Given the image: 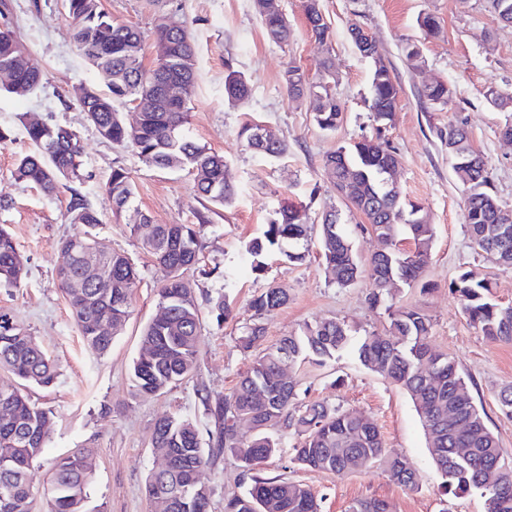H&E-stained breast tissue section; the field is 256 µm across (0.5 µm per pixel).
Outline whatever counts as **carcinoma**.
<instances>
[{
    "label": "carcinoma",
    "mask_w": 512,
    "mask_h": 512,
    "mask_svg": "<svg viewBox=\"0 0 512 512\" xmlns=\"http://www.w3.org/2000/svg\"><path fill=\"white\" fill-rule=\"evenodd\" d=\"M498 19L512 26V0H488ZM72 19L71 37L77 49L94 67L107 70L112 79L103 92L93 86L80 87L78 102L87 120L112 144L135 152L147 165L171 171H186L204 200L219 206L232 202L235 186L226 179L224 155L183 134L188 120V99L155 103L154 90L143 65L141 32L118 23L100 6V0H65ZM267 37L286 43L294 36L291 26L273 3L255 2ZM155 36L170 43L164 68L180 75L182 56L196 53L187 27L167 18L159 20ZM25 56V49L10 28L0 29V68ZM372 64L368 108L375 135L364 137L328 153L324 168L336 191L345 192L346 181L354 178L356 192L351 206L362 214L372 233L384 245L383 252L365 262L357 260L354 242L342 229L335 208L324 211L320 222V247L327 267L337 272L336 284L346 288L367 274L373 307L385 306L390 319L385 336L368 333L352 341L349 327L336 319L306 323L294 335L265 347L252 360L230 394L215 401L203 398L211 424V445L204 446L197 424L180 415H167L155 424L153 447L165 448L171 456L169 468L150 475L148 496L162 495L169 500L165 512H204L210 491L199 495L187 487L185 463L208 461L217 449L231 456L251 474L250 488L227 499L224 512H320L318 496L306 485L285 478L263 477L260 466L282 448V432L298 436L293 461L305 468L330 471L338 475L385 465L399 484L416 488L419 479L404 457L385 448L378 426L339 405L313 403L299 407L297 384L282 378L285 363L305 360L323 366L348 353L359 363L401 386L411 398L430 448L434 464L450 492L477 493L485 499L486 512H512V460L502 455L499 441L485 421L465 377L454 359L430 345L431 319L417 308L395 306L389 302L386 283L411 286L419 281L428 264L434 227L422 208L407 200L397 186L384 184V164L399 157L384 132L391 126L400 87L381 59ZM330 57L319 65L316 83L300 87L306 72L290 65L283 78L288 98L303 94L315 96L314 121L325 131L336 130L343 111L330 91L335 79ZM23 79L29 92L38 90L44 79L35 63H27ZM252 88L241 72L227 65L224 97L230 101L249 97ZM421 95L433 107H443L452 98L451 88L424 89ZM485 96L504 114L500 132L512 136V93L494 86ZM139 110L135 128L123 121L119 105ZM33 150L16 166L17 178L38 186L47 196L63 182L81 177L83 147L75 131L46 123L25 125ZM257 125L248 123L240 130L247 146L266 158L279 159L288 153V144L279 140L265 144L255 138ZM448 157L452 170L467 192L464 217L472 243L504 267H512V222L498 223L503 206L489 189L486 163L470 141L464 124L448 123ZM114 212L125 217L130 234L139 238L142 248L164 271L158 289V306L167 311L162 322L149 323L142 332L143 343L152 345L140 352L133 363L132 376L138 394L155 396L194 373L200 352V306L186 274L208 277L212 271L201 265L200 227L209 223L208 215L198 213V224H154L150 215L134 205V184L123 169H115L105 185ZM69 221L80 226L64 238L61 248L68 254L67 267L58 270V280L85 345L97 354L112 347V339L101 337L97 324L112 322L117 336L130 315L133 290L139 279L135 262L119 252L101 254L104 274H86L84 257L97 250L94 230L100 224L96 212L82 198L69 205ZM310 225L299 212L281 208L266 224L263 237L245 249L254 271L265 270L264 254L277 250L291 262H302L309 255ZM24 266L12 235L0 227V287L18 288ZM463 314L490 340L512 343V306L494 298L492 285L472 272L461 273L451 284ZM288 303L286 291L270 285L253 297L249 307L261 319ZM260 324L247 327L239 336L240 347L249 351L261 344ZM425 365L429 371L420 372ZM0 369L10 372L16 382L0 384V512H29L32 496L31 472L42 454L50 434L49 412L32 402L24 389L29 385L47 387L55 379L53 362L41 346L11 316L0 311ZM265 400L255 399L256 394ZM247 419L253 434L238 432V422ZM470 448L467 457L456 453ZM88 455H68L56 466L44 489L48 512H94L89 507L87 489L92 481ZM350 512H386L376 498L360 499Z\"/></svg>",
    "instance_id": "cac0c4a2"
}]
</instances>
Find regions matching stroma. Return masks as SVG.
Listing matches in <instances>:
<instances>
[{
  "mask_svg": "<svg viewBox=\"0 0 512 512\" xmlns=\"http://www.w3.org/2000/svg\"><path fill=\"white\" fill-rule=\"evenodd\" d=\"M302 2L281 0L295 33L288 43L277 44L268 39L253 0H101L114 21L139 27L148 67L157 60L153 31L159 17L187 26L197 45V83L185 131L224 154L228 177L237 187L232 203L215 208L209 224L200 229V257L212 274L196 285L201 311L197 368L167 392L144 397L135 391L131 368L141 350L142 331L158 313L164 273L130 235L123 217L115 214L105 184L113 169H125L136 186V205L157 224L195 223L205 202L197 197L187 172L147 166L134 153L103 139L81 112L77 88L93 85L103 90L109 78L77 51L64 0H5L7 23L46 74L35 93L0 97V130L9 133L8 141L0 144V226L11 233L25 266L20 287L0 288V310L34 336L56 371L52 386L27 390L33 402L53 414L46 448L35 464L32 512H46L44 487L55 463L79 448L90 449L94 456L89 493L97 512H154L145 486L158 465L152 445L155 424L166 415H183L196 421L200 433L208 432L205 399L232 392L249 365L248 354L237 344L246 326L261 322L268 345L298 332L304 323L324 319L345 322L356 339L369 332L387 334L390 320L384 308L370 307L367 281L339 287L319 254L318 241H311L310 253L300 264L268 256V267L259 275L243 259L246 244L261 236L282 205L301 209L312 223L323 211L336 208L360 259L380 247L364 231L363 216L336 192L323 165L327 152L373 133L366 104L371 66L350 38L355 24L376 40L401 87L385 137L401 161L403 194L427 211L435 227L422 278L416 287L397 290L396 302L431 318L432 346L455 360L505 459L512 460V417L500 411L497 401L499 391L512 385V343L483 336L462 314L451 291L452 281L470 271L491 282L498 302L512 304V268L487 261L471 242L463 187L453 174L448 139L442 134L452 121L467 126L473 147L486 161L498 201L512 209V143L499 136L504 115L485 96L490 86L512 92V26L501 24L485 0H320L334 33L327 50L308 33ZM424 13L436 17V35H425L418 26L417 18ZM409 42L420 50L419 67H411L402 54ZM327 53L335 72L331 91L344 113L332 132L318 128L309 99L288 100L283 85L288 64L301 66L313 79ZM230 66L251 84L248 99H225L224 74ZM435 80L453 90L451 102L440 110L429 108L420 95L424 85ZM30 118L71 128L84 147L82 179L66 183L51 196L14 174L17 159L32 149L24 126ZM250 121L261 122L285 140L287 157L271 161L248 149L239 132ZM75 193L100 219L98 240L132 257L140 271L130 318L103 355L84 345L57 277L64 262L59 244L76 230L67 219ZM271 283L287 289L288 303L255 318L249 302ZM221 296L232 316L220 324L210 303ZM287 374L298 384L300 403L339 405L375 422L386 447L404 456L421 482L415 489L401 486L379 466L343 475L302 468L293 461L291 434L263 463L262 475L307 485L321 496V512H348L354 501L364 498L384 500L388 512H485L476 494H444L419 418L402 388L349 354L324 366L294 364ZM201 477L210 490L209 512H224L226 499L250 484L237 463L218 451Z\"/></svg>",
  "mask_w": 512,
  "mask_h": 512,
  "instance_id": "stroma-1",
  "label": "stroma"
}]
</instances>
